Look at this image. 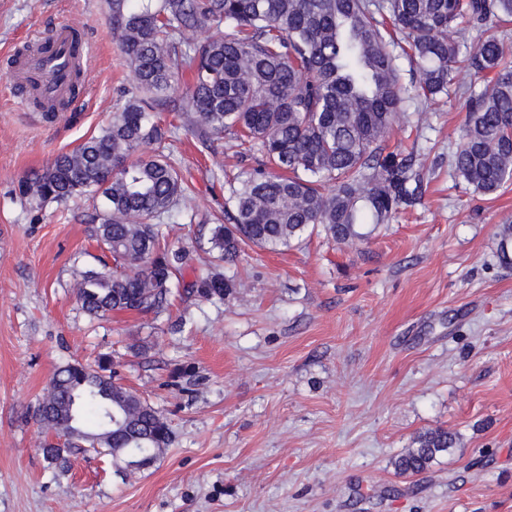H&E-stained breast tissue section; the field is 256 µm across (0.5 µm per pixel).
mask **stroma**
Masks as SVG:
<instances>
[{"instance_id":"35a3bbf8","label":"stroma","mask_w":512,"mask_h":512,"mask_svg":"<svg viewBox=\"0 0 512 512\" xmlns=\"http://www.w3.org/2000/svg\"><path fill=\"white\" fill-rule=\"evenodd\" d=\"M64 25L97 42L68 112L45 119L13 89L28 36ZM460 71L447 102L407 104L387 143L427 153L419 204L368 240L312 233L247 250L224 299L192 288L216 271L208 243L225 174L256 167L232 142L177 129L194 193L166 242L187 252L161 312L89 318L71 288L102 251L95 203L30 209L18 180L97 134L124 99L126 67L106 0H0V512H512V269L496 256L512 183L481 196L454 178L465 120ZM108 357L167 419L144 469L74 449L49 469L32 408L54 370ZM444 428L454 448L426 472L392 458Z\"/></svg>"}]
</instances>
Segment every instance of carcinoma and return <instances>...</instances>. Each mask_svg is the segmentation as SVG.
Wrapping results in <instances>:
<instances>
[{"mask_svg":"<svg viewBox=\"0 0 512 512\" xmlns=\"http://www.w3.org/2000/svg\"><path fill=\"white\" fill-rule=\"evenodd\" d=\"M128 70L123 105L71 152L17 183L31 208L90 197L101 201L90 237L112 257L75 271L84 312L159 311L168 304L183 249L161 244L192 191L167 153L168 130L155 117L174 112L210 146L228 135L259 166L225 177L224 221L209 243L230 269L242 248H288L308 229L336 244L363 241L418 202L415 166L425 154L386 151L407 102L448 96L465 68L482 81L463 92L465 121L452 171L491 195L512 180V67L494 33L512 20V0H107ZM487 36L462 54L470 28ZM405 44L412 82L400 80L395 48ZM72 96L82 89L73 44ZM499 263L512 267V224L497 232ZM236 288L210 273L197 282L207 299ZM36 423L64 445L42 448L63 471L72 441L105 448L116 467L151 465L171 441L163 416L137 392L115 383L104 360L56 369L38 401ZM446 430L419 434L396 456L401 475L428 470L454 447Z\"/></svg>","mask_w":512,"mask_h":512,"instance_id":"1","label":"carcinoma"}]
</instances>
